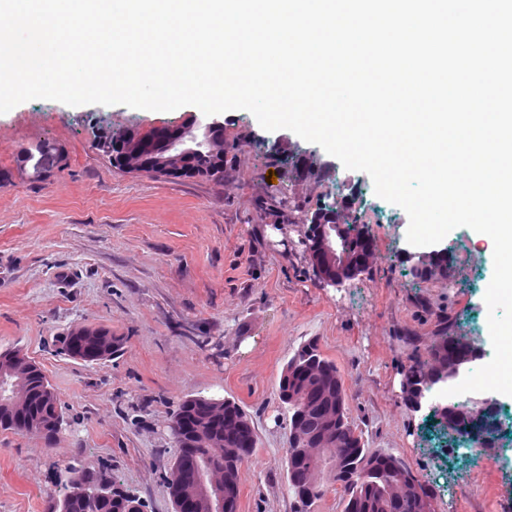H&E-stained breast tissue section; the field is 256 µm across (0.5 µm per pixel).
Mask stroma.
Here are the masks:
<instances>
[{
    "label": "stroma",
    "mask_w": 512,
    "mask_h": 512,
    "mask_svg": "<svg viewBox=\"0 0 512 512\" xmlns=\"http://www.w3.org/2000/svg\"><path fill=\"white\" fill-rule=\"evenodd\" d=\"M180 115L39 99L0 114V348L20 346L39 363L65 419L52 446L0 432V512H49L56 474L75 458L111 467L146 512H174L163 480L175 454L168 424L192 395L233 399L253 421L258 445L240 469L238 512H292L276 385L281 364L311 338L340 369L368 448L400 455L437 491V512H512V396L493 394L503 436L493 455L477 457L423 428L396 373L404 354L396 331L420 326L415 294L451 308L491 360L492 241L455 228L447 241L455 287L414 279L407 214L376 196L366 173L339 165L295 191L329 202L350 182L378 261L341 287L323 286L297 233L261 215L258 202L287 179L267 144L284 137L289 151L329 161L319 145L265 130L248 111L223 112L228 141L242 148L221 186L124 173L95 149L106 130ZM42 141L61 163L36 182L18 159ZM76 324L111 331L121 350L98 364L62 354L58 340Z\"/></svg>",
    "instance_id": "obj_1"
}]
</instances>
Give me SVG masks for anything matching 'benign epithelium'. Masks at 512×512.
Wrapping results in <instances>:
<instances>
[{
	"mask_svg": "<svg viewBox=\"0 0 512 512\" xmlns=\"http://www.w3.org/2000/svg\"><path fill=\"white\" fill-rule=\"evenodd\" d=\"M224 122L213 116L197 112H185L176 122H162L150 129L133 128L121 140L101 146V154L115 164L137 175H153L169 180H179L194 173L196 160L208 148L224 144ZM163 144L174 152L170 161H152L147 158L156 146ZM352 199L345 186L336 190L335 212L327 216L315 213L309 216L310 223L295 224L303 256L317 250L330 265L351 266L362 271L375 263L372 248L365 247L362 253L353 255L359 238L350 237L349 229L355 224L345 223L351 217ZM414 268L436 269L448 265V255L430 256L419 253L411 257ZM119 347L103 331L84 325L73 326L64 337L65 353L77 360L102 362L111 357V351ZM34 375H44L43 370L23 349L0 352V406L8 410V417L0 422L12 427L21 435L44 437L41 424L27 415L29 403L35 401L52 409L56 426H61L63 415L54 391L47 381L41 382L37 391L30 390L29 380ZM199 418L190 420L176 417L169 424L170 433L177 448L175 480L179 483L176 495L177 512H183L185 503L195 505L196 512H234L233 498L236 489L225 469L202 467L196 458L199 444L188 440L191 432H200L203 419L224 416V399L192 397ZM346 440L345 429L336 427V421L326 425L315 440V447L307 452L317 467L333 461L327 450L340 447ZM406 484L419 498L423 512H431L435 501L433 489L418 478H410Z\"/></svg>",
	"mask_w": 512,
	"mask_h": 512,
	"instance_id": "7a95c632",
	"label": "benign epithelium"
}]
</instances>
